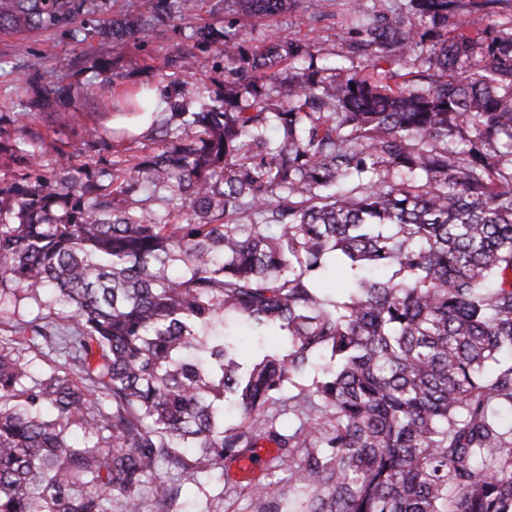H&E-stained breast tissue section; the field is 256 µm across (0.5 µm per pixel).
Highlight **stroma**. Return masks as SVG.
Here are the masks:
<instances>
[{
	"instance_id": "stroma-1",
	"label": "stroma",
	"mask_w": 512,
	"mask_h": 512,
	"mask_svg": "<svg viewBox=\"0 0 512 512\" xmlns=\"http://www.w3.org/2000/svg\"><path fill=\"white\" fill-rule=\"evenodd\" d=\"M215 0H196L189 19L172 22L162 32L141 35L137 45L121 54L110 53L99 37L74 40L67 31L55 29L39 33H0V137L13 135L11 122L16 112L15 88L28 76L22 66L19 47H26L42 57L47 70L60 76L64 85L81 88L68 123L69 150L74 165H82L93 156L84 142L83 127L102 124L127 132L125 147L138 148L151 131L154 113H116L111 111L105 91L100 90V60H109L123 76L124 87L166 85L162 63L165 56L197 26L217 22L213 10ZM352 19L346 12L345 0H300L297 7L274 20L245 19V29L253 43H261L276 34L308 45L317 65L345 73L365 70L374 79L397 82L404 69L389 57L369 61L354 48L355 35L350 34ZM46 308L35 301L6 295L0 300V336L13 335L36 316L46 315ZM263 468L240 470L238 462H225L223 469L201 477L199 482L183 485L178 512H254L250 499L240 489L250 480L261 477Z\"/></svg>"
}]
</instances>
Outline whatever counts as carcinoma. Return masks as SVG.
<instances>
[{"label": "carcinoma", "instance_id": "cac0c4a2", "mask_svg": "<svg viewBox=\"0 0 512 512\" xmlns=\"http://www.w3.org/2000/svg\"><path fill=\"white\" fill-rule=\"evenodd\" d=\"M148 5L0 0V33L92 30L120 54L194 0ZM406 7L432 29L381 13L361 42L416 68L394 85L312 64L281 80L298 42L194 28L163 61L169 112L142 154L109 161L119 132L86 127L97 159L59 148L51 173L26 118L57 135L73 98L20 47L0 295L67 315L0 340V512H112L115 496L175 512L173 475L266 446L285 477L253 487L256 512H512V31L462 22L432 42L467 3ZM210 50L222 79L200 87ZM229 315L285 347L242 361L215 327ZM28 351L63 362L38 376ZM302 381L286 428L269 408Z\"/></svg>", "mask_w": 512, "mask_h": 512}]
</instances>
